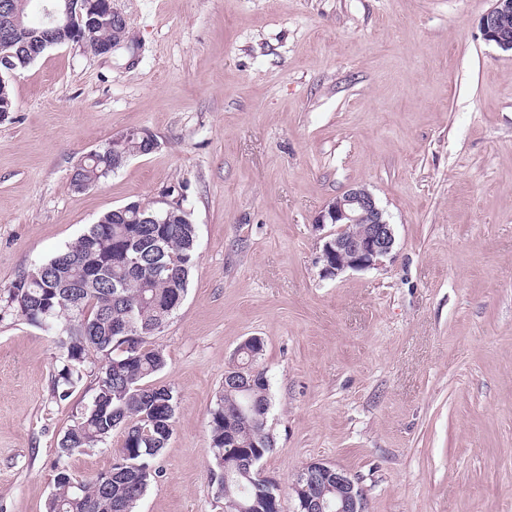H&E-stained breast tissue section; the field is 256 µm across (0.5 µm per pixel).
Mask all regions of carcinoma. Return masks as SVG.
I'll list each match as a JSON object with an SVG mask.
<instances>
[{"label":"carcinoma","instance_id":"cac0c4a2","mask_svg":"<svg viewBox=\"0 0 512 512\" xmlns=\"http://www.w3.org/2000/svg\"><path fill=\"white\" fill-rule=\"evenodd\" d=\"M16 37L11 51L16 69L32 63L50 45H40L46 22L31 25ZM125 21L84 34L86 47L96 51L102 41H120ZM112 173V143L81 160L72 186L88 190ZM197 227L189 218L170 224H140L132 212H107L86 233L50 259L33 265L15 280L0 315L59 330V365L52 379L54 397L67 400L94 365L89 401L73 416L57 442V460L99 448L116 430L123 431L117 458L122 461L90 481H78L56 468L46 512H136L156 470L153 462L170 439L177 408L174 390L153 377L166 367L162 349L150 338L177 309L175 296L185 295L196 262ZM136 255L139 265L126 258ZM263 341L254 337L238 350L236 378L225 383L210 410L209 473L217 497L231 512L239 507L257 512L277 494L272 479L260 481L247 458L228 462L227 448L266 455L268 448L246 444L268 432L269 381L257 365Z\"/></svg>","mask_w":512,"mask_h":512}]
</instances>
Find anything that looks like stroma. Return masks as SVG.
<instances>
[{"label": "stroma", "mask_w": 512, "mask_h": 512, "mask_svg": "<svg viewBox=\"0 0 512 512\" xmlns=\"http://www.w3.org/2000/svg\"><path fill=\"white\" fill-rule=\"evenodd\" d=\"M493 0H112L127 47L48 48L9 79L0 118V296L112 209L178 192L198 228L187 294L151 338L178 409L138 512H224L209 411L256 336L291 483L323 460L368 512H512V51ZM154 133L98 187L73 166ZM366 188L392 259L329 278L312 224ZM56 337L0 318V512H45L55 447L85 402L56 401ZM123 435L73 455L87 480ZM512 13V0H494L493 6L482 16L480 29L485 41L503 50H512V33L500 26V17Z\"/></svg>", "instance_id": "1"}]
</instances>
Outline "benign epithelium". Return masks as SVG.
<instances>
[{"label":"benign epithelium","mask_w":512,"mask_h":512,"mask_svg":"<svg viewBox=\"0 0 512 512\" xmlns=\"http://www.w3.org/2000/svg\"><path fill=\"white\" fill-rule=\"evenodd\" d=\"M512 13V0H494L482 16L480 29L485 41L503 50H512V33L500 26V17ZM118 16L112 10V0H103L94 7L92 0H66L64 10L47 4V24L62 33L80 26L96 27L107 15ZM156 212L141 216L145 211L139 202H132L119 213L138 214L141 224H167L178 218L182 206L177 199L163 195L154 200ZM329 224L336 230L325 231ZM313 227L323 241L319 261L324 275L337 276L347 270L377 269L392 257L396 238L393 225L377 205L374 196L365 188L353 187L328 201L314 220ZM299 500L295 512H367L366 497L358 481L344 470L327 462L306 464L292 482ZM334 498L326 497L327 493Z\"/></svg>","instance_id":"obj_1"}]
</instances>
